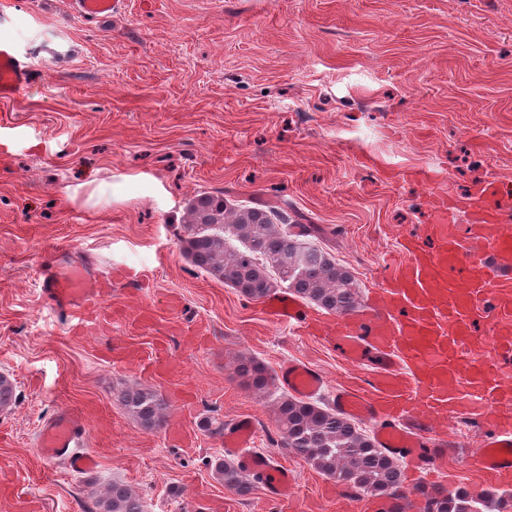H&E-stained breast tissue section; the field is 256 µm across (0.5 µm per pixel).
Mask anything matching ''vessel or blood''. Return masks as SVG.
Here are the masks:
<instances>
[{
  "instance_id": "b4317fda",
  "label": "vessel or blood",
  "mask_w": 512,
  "mask_h": 512,
  "mask_svg": "<svg viewBox=\"0 0 512 512\" xmlns=\"http://www.w3.org/2000/svg\"><path fill=\"white\" fill-rule=\"evenodd\" d=\"M121 0H76L77 12L101 21L119 11ZM32 78V59L8 40H0V99L13 98ZM474 215L473 244L463 249L448 209L436 207L424 240L403 244L406 261L391 265L385 286L370 292L363 308L327 323L306 310L288 292L264 300L266 313L292 329L322 330L333 325L336 348L347 362L371 368L367 387H344L333 397L338 414L375 424V441L390 456L406 462L409 474L433 475L427 423L411 414H458L489 424L475 463L492 482L512 485V232L499 219L512 211V196L494 185L483 186L469 202ZM40 293L57 315L76 317L96 291L82 264L61 274L49 263L39 274ZM489 325L484 344L488 357L467 352L475 323ZM277 385L312 398L326 387L324 375L309 363L293 360L275 374ZM255 426L240 418L224 429V448L239 466L261 476L268 496L292 497L296 477L266 453L252 450ZM86 437L83 418L65 411L45 421L37 447L47 461H64L76 473L90 470L95 459L80 449Z\"/></svg>"
}]
</instances>
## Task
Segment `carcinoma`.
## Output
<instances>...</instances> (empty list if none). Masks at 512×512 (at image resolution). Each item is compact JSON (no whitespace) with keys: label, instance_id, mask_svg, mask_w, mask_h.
<instances>
[{"label":"carcinoma","instance_id":"cac0c4a2","mask_svg":"<svg viewBox=\"0 0 512 512\" xmlns=\"http://www.w3.org/2000/svg\"><path fill=\"white\" fill-rule=\"evenodd\" d=\"M293 220L277 205L232 209L223 194L197 196L183 225L182 251L200 271L260 301L288 290L300 299L343 314L360 305L353 275L308 232L292 231ZM234 375L246 386L265 391L271 375L252 356L241 355ZM17 385L0 373V412L16 403ZM126 413L143 428L164 422L165 401L147 387L128 386L118 393ZM278 445L303 458L317 472L370 496L391 497L402 482L400 464L378 448L373 436L326 405L284 396L277 404ZM215 480L240 497L252 493L257 480L230 460L217 456L208 463ZM421 512H508L512 495L486 491L473 495L459 487L422 491ZM96 512H144L141 497L123 481L114 480L98 494Z\"/></svg>","mask_w":512,"mask_h":512}]
</instances>
